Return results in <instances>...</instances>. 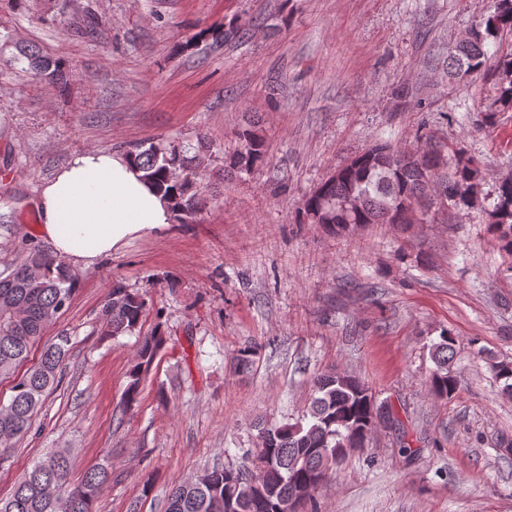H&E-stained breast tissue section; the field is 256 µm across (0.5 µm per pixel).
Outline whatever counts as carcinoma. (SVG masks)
<instances>
[{
  "label": "carcinoma",
  "mask_w": 512,
  "mask_h": 512,
  "mask_svg": "<svg viewBox=\"0 0 512 512\" xmlns=\"http://www.w3.org/2000/svg\"><path fill=\"white\" fill-rule=\"evenodd\" d=\"M214 42L243 38L233 24L207 30ZM512 33V0H498L495 11L469 31L464 45L448 54V77L475 72L497 89L495 106L484 110L481 122L492 124L496 113L512 112V52L489 51L491 42ZM30 70L41 79L66 90L69 71L65 63L29 49L20 50ZM241 148L229 169L248 172L266 155V144L256 129L242 131ZM206 137L198 140L194 154L174 143L143 141L128 150L145 178L170 201L178 224H191L201 209L198 178ZM437 181L448 205L460 215L471 209L483 214L502 250L512 254V178L483 190V172L462 150L444 155L425 137L422 149L401 158L388 142L372 145L321 182L296 210V223L319 224L331 233L347 234L368 224H409L414 210L431 202L428 183ZM81 274L63 259L34 246L22 250L8 275L0 278V380H9L11 400L0 405V456L29 435L33 418L47 393L58 384L70 351V338L58 335L46 342L37 362L25 371L32 349L45 330L63 314L80 284ZM148 310L147 293L120 283L112 286L100 310L103 335L115 338L141 332ZM167 341V331L157 322L142 336L127 373L121 405L128 414L139 406L143 383ZM435 365L429 391L437 398L451 396L457 388L452 373L454 340L448 331L431 345ZM369 387L361 380L332 369L313 381V396L306 413L293 423L264 422L258 430L259 447L235 466L205 468L175 487L167 497L166 512H277L280 499L308 487L318 489L336 474L345 458L365 446L372 430L373 409ZM263 468L258 488H237L241 474ZM112 469L96 466L73 478V457L68 448L35 459L17 480L9 497L0 499V512H97L96 503Z\"/></svg>",
  "instance_id": "1"
}]
</instances>
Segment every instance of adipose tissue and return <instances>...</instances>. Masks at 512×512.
<instances>
[{"label": "adipose tissue", "mask_w": 512, "mask_h": 512, "mask_svg": "<svg viewBox=\"0 0 512 512\" xmlns=\"http://www.w3.org/2000/svg\"><path fill=\"white\" fill-rule=\"evenodd\" d=\"M36 209L53 253L85 266L173 222L167 199L128 156L102 149L71 157L45 183Z\"/></svg>", "instance_id": "obj_1"}]
</instances>
